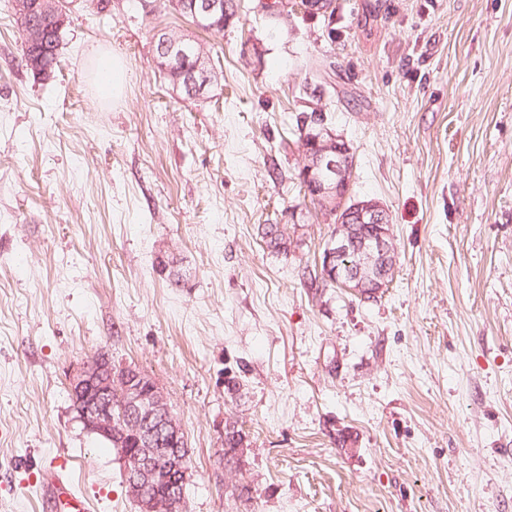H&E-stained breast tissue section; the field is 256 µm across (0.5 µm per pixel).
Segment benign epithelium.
<instances>
[{"instance_id": "obj_1", "label": "benign epithelium", "mask_w": 512, "mask_h": 512, "mask_svg": "<svg viewBox=\"0 0 512 512\" xmlns=\"http://www.w3.org/2000/svg\"><path fill=\"white\" fill-rule=\"evenodd\" d=\"M178 12L188 17L192 24L202 30L212 28V21L224 15V0H177ZM50 14L53 26L62 29L66 12L58 0H35L23 6L16 15L19 28L27 25L28 14L36 9ZM188 82L201 93L206 88L211 74L209 59L202 56L183 66ZM305 164L300 179L308 192L325 198L344 187H349L353 170L348 152L337 146L338 137L324 123L306 121L302 126ZM353 209L371 218L377 230L362 241H357L358 231L354 224H336V231L327 243L322 258L327 279L365 300L376 297L391 274L396 250L390 231L384 228L385 217L381 206L371 203H356ZM361 247H356V243ZM367 251L373 262V275L364 273L361 265L348 261L349 253ZM71 394L80 406L78 420L84 429L107 441H112L115 419L112 415V392L121 395V414L128 418H156L166 430L174 445L173 453L163 462L139 452L141 442L130 448L118 443V457L123 467L125 484L129 496L134 499L140 512H184L185 497L178 495L176 488H184L189 480L188 446L184 445L182 429L172 415L163 391L140 371L125 368L114 373L108 359L97 356L88 361L83 370L70 381Z\"/></svg>"}]
</instances>
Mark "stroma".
I'll return each mask as SVG.
<instances>
[{"label":"stroma","mask_w":512,"mask_h":512,"mask_svg":"<svg viewBox=\"0 0 512 512\" xmlns=\"http://www.w3.org/2000/svg\"><path fill=\"white\" fill-rule=\"evenodd\" d=\"M66 13L44 81L0 0V512H56L50 469L88 512H140L73 409L99 353L166 395L187 512H512V0H228L209 38L166 0ZM164 31L205 40L209 91L172 89ZM99 50L126 63L121 99ZM316 109L354 155L351 199L390 215L373 301L298 276L334 230L298 178ZM231 426V430L228 427ZM245 435V434H244ZM244 435L242 429L237 427L236 421L226 420L224 423V448L222 449V454L220 456V464H224V468H227L231 465L234 466L237 461L235 459V454H231L232 448H235V451L238 455L243 454V446L239 448V445L244 444ZM238 436V438H236ZM230 467V468H231Z\"/></svg>","instance_id":"35a3bbf8"}]
</instances>
